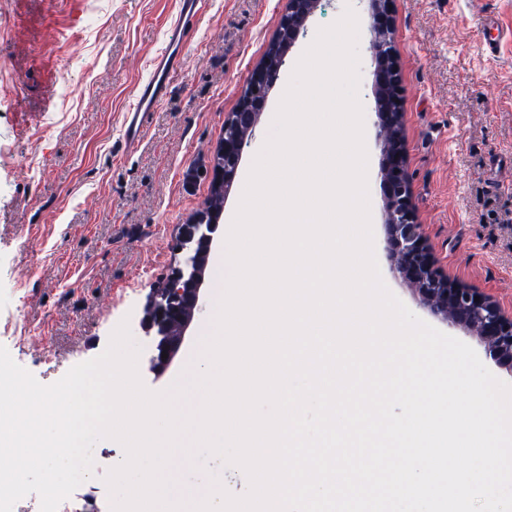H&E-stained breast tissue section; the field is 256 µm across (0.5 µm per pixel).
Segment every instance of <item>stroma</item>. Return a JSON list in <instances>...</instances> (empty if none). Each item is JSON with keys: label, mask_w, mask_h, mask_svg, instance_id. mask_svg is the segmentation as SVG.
I'll return each mask as SVG.
<instances>
[{"label": "stroma", "mask_w": 512, "mask_h": 512, "mask_svg": "<svg viewBox=\"0 0 512 512\" xmlns=\"http://www.w3.org/2000/svg\"><path fill=\"white\" fill-rule=\"evenodd\" d=\"M348 5L359 22V99L381 274L415 315L470 345L512 384V367L493 361L474 332L432 316L392 269L367 0H319L271 85L220 225L229 228L234 218L298 60ZM286 6L207 0L166 98L145 137L129 147L121 114L166 42L175 0H0V346L41 384L101 355L120 323L147 346V296L183 258L179 229L210 192L224 118ZM489 18L501 33L491 53L480 41ZM395 26L402 136L426 243L450 282L512 314V0H397ZM223 288L220 280L204 282L205 307L170 368L157 374L139 358L147 389L167 390L197 358Z\"/></svg>", "instance_id": "35a3bbf8"}]
</instances>
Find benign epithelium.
I'll return each instance as SVG.
<instances>
[{
	"instance_id": "benign-epithelium-1",
	"label": "benign epithelium",
	"mask_w": 512,
	"mask_h": 512,
	"mask_svg": "<svg viewBox=\"0 0 512 512\" xmlns=\"http://www.w3.org/2000/svg\"><path fill=\"white\" fill-rule=\"evenodd\" d=\"M372 14L376 19L375 37L372 42L375 74V112L379 118V136L385 137L388 131L385 122L387 112L382 107L380 89L397 86L402 91L400 71L397 65L395 29L392 20L393 0H369ZM317 6V0H288L287 14L281 19L279 29L288 30L289 44H294L302 27L291 25L289 14L302 8L311 15ZM285 57L273 61L264 60L263 67L250 79L247 87L255 91L253 98L256 108L248 112L234 111L224 118V129L235 130L224 135L221 152L224 153V169L214 172V180H224V188L232 186L242 160L243 148L252 133L260 112L268 97L269 87L265 72L277 71L284 64ZM384 163L382 167L383 183L386 187L388 206L385 226L392 250L394 270L404 279L429 276L439 277L423 242L421 225L416 220L413 206L411 182L406 172L404 149L392 151L383 147ZM198 259L193 252L185 254L176 277L151 292L144 310L142 324L146 332L153 331L151 323L165 322L178 331V336L170 342L159 344V337L151 339L152 349L148 359L150 369L160 372L173 361L174 351L184 343L185 333L190 326L196 310L201 307V288L197 276ZM480 300H474L475 296ZM421 305L433 316L452 324L479 327V337L487 347L489 356L499 364H512V317L505 315L502 309L490 298L479 295L472 288H454L443 291L427 288L418 292ZM168 357H162V354Z\"/></svg>"
}]
</instances>
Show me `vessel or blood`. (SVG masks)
<instances>
[{
    "label": "vessel or blood",
    "instance_id": "1",
    "mask_svg": "<svg viewBox=\"0 0 512 512\" xmlns=\"http://www.w3.org/2000/svg\"><path fill=\"white\" fill-rule=\"evenodd\" d=\"M204 5L205 0H178L167 43L154 56L148 77L137 84L134 101L122 114L126 144L142 140L151 114L167 95L170 76L180 65L182 47Z\"/></svg>",
    "mask_w": 512,
    "mask_h": 512
}]
</instances>
